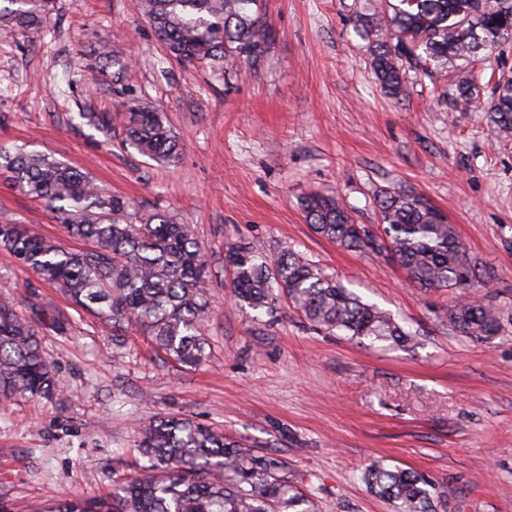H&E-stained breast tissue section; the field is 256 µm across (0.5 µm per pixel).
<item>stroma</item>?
<instances>
[{
	"instance_id": "obj_1",
	"label": "stroma",
	"mask_w": 512,
	"mask_h": 512,
	"mask_svg": "<svg viewBox=\"0 0 512 512\" xmlns=\"http://www.w3.org/2000/svg\"><path fill=\"white\" fill-rule=\"evenodd\" d=\"M367 0H262L274 31L254 63L222 70L166 56L138 0H57L41 31H0V144L86 173L142 213L191 225L213 272L207 358L189 369L128 328L75 309L0 248V302L38 330L63 393L0 401V503L44 512L55 500L110 496L147 465L140 428L187 418L281 457L319 512H390L361 481L371 459L454 487L438 512H512V137L410 77L397 102L373 81L347 24ZM124 71L105 66L102 50ZM135 99L163 112L180 144L157 163L125 143L115 115ZM442 211L495 278L503 310L488 340L442 322L456 293L424 291L380 254L336 246L299 200L336 195L360 224L379 221L380 190ZM0 224L75 247L45 204L0 176ZM286 247L348 281L415 334L378 349L304 323L290 303L252 319L229 297L228 244Z\"/></svg>"
}]
</instances>
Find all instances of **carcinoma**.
<instances>
[{"label":"carcinoma","mask_w":512,"mask_h":512,"mask_svg":"<svg viewBox=\"0 0 512 512\" xmlns=\"http://www.w3.org/2000/svg\"><path fill=\"white\" fill-rule=\"evenodd\" d=\"M5 2L0 29L28 35L41 30L55 0ZM141 7L167 54L182 63L255 62L273 38L259 0H141ZM349 21L366 41L373 75L387 96L401 100L411 72L441 81L448 65L459 62L451 80L455 107L482 105L495 135L512 136V75L494 67L512 45V0H381L371 13L353 11ZM478 63L491 64L493 85L484 99ZM122 116L130 147L153 161L176 158L179 142L162 113L132 100ZM0 170L21 193L44 202L86 248L66 250L24 224H0V245L75 306L112 323V333L134 326L178 364H202L212 271L190 225L160 211L144 217L128 199L102 192L74 168L22 148L0 146ZM377 204L385 244L353 223L333 196L300 202L316 233L344 249L389 253L421 288L472 290L489 282L490 271L423 197L385 191ZM224 267L231 299L257 318H276L284 297L329 335L371 346L416 345L389 313L291 248L270 260L257 242L231 244ZM501 315L498 304L475 297L444 309L442 319L462 336L489 339L498 334ZM62 389L32 322L0 303V395L49 397ZM137 447L149 462L145 474L114 487L108 497L60 500L45 512H317L312 498L288 480L279 457L258 454L188 419L150 422ZM362 479L392 512H437L438 503L455 493L451 486L438 491L425 476L383 460L372 461Z\"/></svg>","instance_id":"carcinoma-1"}]
</instances>
